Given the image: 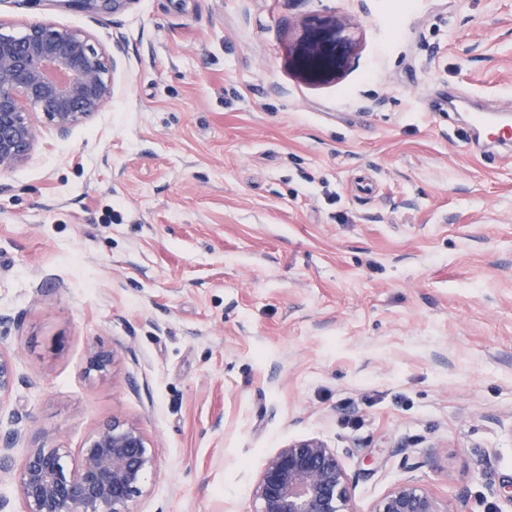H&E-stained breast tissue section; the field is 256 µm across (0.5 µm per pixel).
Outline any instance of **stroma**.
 I'll list each match as a JSON object with an SVG mask.
<instances>
[{
    "mask_svg": "<svg viewBox=\"0 0 512 512\" xmlns=\"http://www.w3.org/2000/svg\"><path fill=\"white\" fill-rule=\"evenodd\" d=\"M346 14L340 78L295 62ZM90 32L115 94L0 172V470L76 465L112 419L159 450L133 512H257L267 457L319 438L371 512L410 479L476 512L512 493V0H0ZM116 354L106 375L87 350ZM473 125L490 142L511 146V119L494 112H480L473 116ZM15 383L13 356L0 348V401L11 395Z\"/></svg>",
    "mask_w": 512,
    "mask_h": 512,
    "instance_id": "1",
    "label": "stroma"
}]
</instances>
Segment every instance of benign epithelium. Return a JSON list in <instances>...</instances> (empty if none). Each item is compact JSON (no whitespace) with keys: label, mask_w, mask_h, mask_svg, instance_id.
Here are the masks:
<instances>
[{"label":"benign epithelium","mask_w":512,"mask_h":512,"mask_svg":"<svg viewBox=\"0 0 512 512\" xmlns=\"http://www.w3.org/2000/svg\"><path fill=\"white\" fill-rule=\"evenodd\" d=\"M86 10L129 0H80ZM353 20L326 15L301 26L300 68L310 76H339L360 48L351 36ZM114 58L85 31L53 23L16 29L0 21V171L24 164L42 130L39 112L58 133L91 119L114 94ZM89 369L104 374L114 362L111 350L92 346ZM15 383L13 356L0 349V400ZM159 449L136 421L114 419L87 442L79 463L68 467V449L33 448L11 479L24 512H133L132 502L155 472ZM351 480L336 449L319 438L289 443L267 458L254 487L258 512H344ZM371 512H450L440 500L410 480L394 485Z\"/></svg>","instance_id":"7a95c632"}]
</instances>
